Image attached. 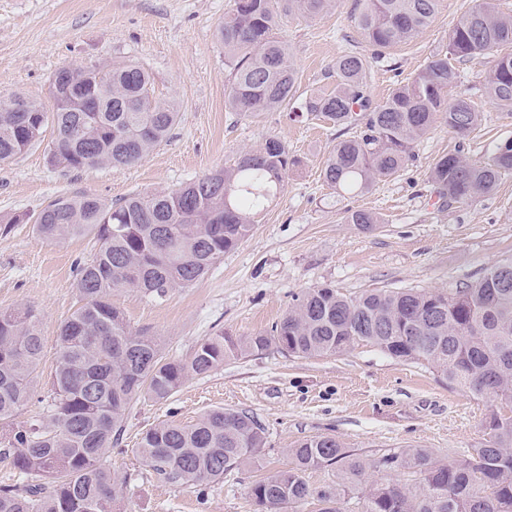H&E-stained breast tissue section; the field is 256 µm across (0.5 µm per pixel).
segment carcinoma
<instances>
[{
  "mask_svg": "<svg viewBox=\"0 0 512 512\" xmlns=\"http://www.w3.org/2000/svg\"><path fill=\"white\" fill-rule=\"evenodd\" d=\"M354 22L365 51L336 58V86L298 100V71L279 35L286 18L313 20L336 0H233L216 28L230 68L224 102L233 112L287 111L311 116L338 131L322 170L338 193L363 191L393 178L414 145L438 126L457 139L434 162L429 179L442 205L471 203L493 192L512 171V140L499 142L479 164L463 144L481 125L470 98L448 97L456 64L490 59L488 99L512 109V10L499 0H476L448 31V48L382 102L369 93V60L410 43L427 29L440 0H356ZM60 92L80 89L99 112L41 102L21 94L0 99V162L39 146L52 130L50 163L66 171L100 165L128 167L165 141L179 118L177 105L154 96L151 75L135 62L55 72ZM298 159L275 136L244 150L229 168L175 190L132 196L108 205L61 195L39 212L35 228L47 242L89 237L95 249L75 269L78 307L61 323L42 422L14 418L31 400L42 352L41 321L33 309L0 311V463L37 482L0 485V512H116L123 482L107 463L125 433L126 412L140 398L163 401L190 377H205L224 362L275 347L314 358L370 345L399 361L426 363L451 386L499 403L486 421L489 440L468 456H440L402 448L369 464L332 435L307 438L288 450L290 465L255 481L258 512H283L317 502V512H512V259L454 288H372L347 295L333 286L306 288L270 333L198 342L181 359L166 355L160 338L131 328L112 303V290L134 288L163 298L204 278L238 248L284 187ZM350 223L371 230L372 213ZM263 425L250 413L212 409L191 424L162 421L142 433L137 452L155 476L198 486L224 479L259 458ZM336 469V484L318 491L309 470ZM407 477L396 478L400 471ZM349 508L343 510L338 504Z\"/></svg>",
  "mask_w": 512,
  "mask_h": 512,
  "instance_id": "obj_1",
  "label": "carcinoma"
}]
</instances>
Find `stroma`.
I'll return each mask as SVG.
<instances>
[{
    "label": "stroma",
    "instance_id": "35a3bbf8",
    "mask_svg": "<svg viewBox=\"0 0 512 512\" xmlns=\"http://www.w3.org/2000/svg\"><path fill=\"white\" fill-rule=\"evenodd\" d=\"M232 0H0V98L22 92L50 102V81L64 67L134 61L151 74L156 97L179 107L168 139L136 165L66 172L48 161V144L0 162V311L30 307L41 319L43 352L31 401L19 419L38 422L50 394L58 327L75 310V268L89 257V239L43 242L30 221L49 200L89 195L105 203L171 191L233 166L242 150L269 135L300 160L283 194L257 217L251 235L226 253L201 282L161 299L119 288L112 301L132 329L160 337L168 356L186 357L203 338L270 330L302 290L322 284L344 293L371 288H452L512 256V173L475 202L442 206L429 171L455 146L439 127L414 148L399 176L368 191L337 195L321 171L338 135L320 120L289 121L282 113L246 116L224 106L229 69L216 27ZM472 0H442L433 24L414 42L370 65L369 90L383 101L392 89L445 51L448 29ZM356 0H337L315 20L280 27L303 95L331 91L333 64L344 50H362ZM487 59L459 64L454 94L482 112L465 152L483 162L512 138V112L483 92ZM379 217L373 231L349 223L355 211ZM248 411L268 444L258 460L219 483L198 487L158 480L136 452L142 432L158 422L183 424L219 408ZM495 402L451 387L430 366L392 359L358 345L340 355L300 358L269 348L187 380L171 398L139 399L125 420L109 463L125 478L121 512H254L251 484L287 468L289 448L333 435L366 460L402 448L460 454L480 447Z\"/></svg>",
    "mask_w": 512,
    "mask_h": 512
}]
</instances>
